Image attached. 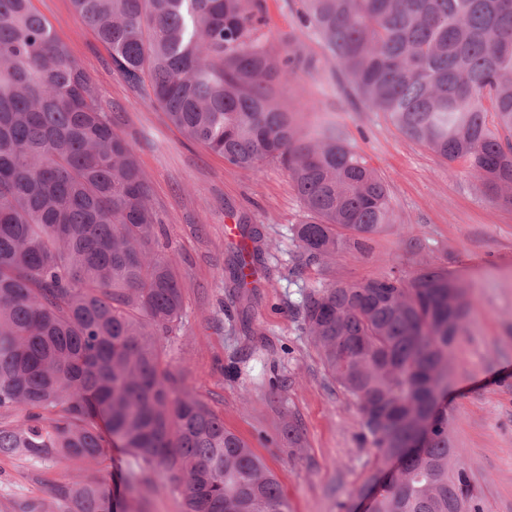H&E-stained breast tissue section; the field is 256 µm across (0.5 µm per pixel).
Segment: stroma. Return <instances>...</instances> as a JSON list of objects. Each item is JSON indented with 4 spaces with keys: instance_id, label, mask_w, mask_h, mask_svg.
<instances>
[{
    "instance_id": "35a3bbf8",
    "label": "stroma",
    "mask_w": 512,
    "mask_h": 512,
    "mask_svg": "<svg viewBox=\"0 0 512 512\" xmlns=\"http://www.w3.org/2000/svg\"><path fill=\"white\" fill-rule=\"evenodd\" d=\"M294 3L264 0L260 31L268 47L296 61L279 99L302 129L337 123L386 181L395 213L392 228L375 236L365 254L341 252L320 268L299 260L293 228L303 208L280 164L256 174L188 142L113 70L71 0H33L94 79L148 177L166 229L159 249L175 260L184 285L182 320L163 340L169 365L184 391L205 400L225 428L264 459L290 512H347L372 467L356 405L301 328L297 309L304 294L330 281L426 267L446 269L468 302L443 397L452 444L469 466L485 512H512V205L492 197L462 165L440 159L365 108L301 26ZM228 224L259 228L269 243L253 301L262 330L254 341L240 330L225 276ZM267 368L281 381L274 396L257 382ZM294 423L300 427L295 444L288 440ZM81 476L72 463L2 457L0 512H57L53 484Z\"/></svg>"
}]
</instances>
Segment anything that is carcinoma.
I'll return each mask as SVG.
<instances>
[{
  "mask_svg": "<svg viewBox=\"0 0 512 512\" xmlns=\"http://www.w3.org/2000/svg\"><path fill=\"white\" fill-rule=\"evenodd\" d=\"M128 83L187 141L257 172L284 166L305 217V261L363 254L393 223L388 188L329 124L300 133L277 102L287 60L262 0H71ZM304 28L354 94L400 132L512 204V0H300ZM135 145L32 0H0V457L99 467L135 460L125 494L94 474L59 482V512H137L168 478L188 512H288L279 481L204 401L179 390L162 337L182 319L176 262ZM225 269L243 331L245 266L269 243L243 229ZM467 302L442 268L309 291L301 324L356 403L373 454L374 512H484L448 414V350Z\"/></svg>",
  "mask_w": 512,
  "mask_h": 512,
  "instance_id": "1",
  "label": "carcinoma"
}]
</instances>
